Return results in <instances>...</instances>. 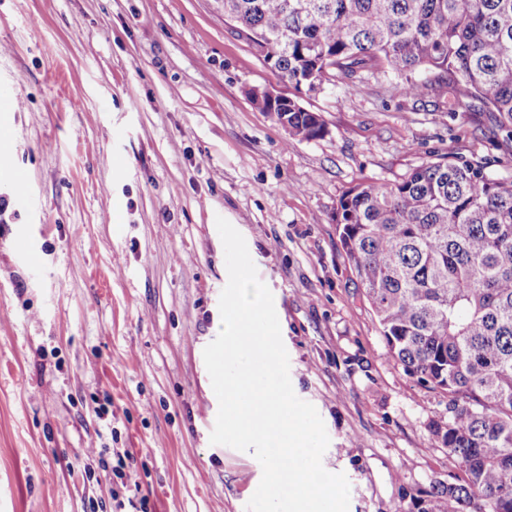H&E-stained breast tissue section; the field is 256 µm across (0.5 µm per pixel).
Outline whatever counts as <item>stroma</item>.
<instances>
[{
    "instance_id": "35a3bbf8",
    "label": "stroma",
    "mask_w": 512,
    "mask_h": 512,
    "mask_svg": "<svg viewBox=\"0 0 512 512\" xmlns=\"http://www.w3.org/2000/svg\"><path fill=\"white\" fill-rule=\"evenodd\" d=\"M0 84V512H246L260 463L210 442L220 217L273 294L349 512L459 475L428 430L448 400L393 360L336 209L427 162L512 180L492 113L403 96L380 70L297 91L222 0H0ZM265 86L326 135L289 139L247 95Z\"/></svg>"
}]
</instances>
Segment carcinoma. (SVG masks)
I'll list each match as a JSON object with an SVG mask.
<instances>
[{"mask_svg": "<svg viewBox=\"0 0 512 512\" xmlns=\"http://www.w3.org/2000/svg\"><path fill=\"white\" fill-rule=\"evenodd\" d=\"M224 19L298 89L386 69L405 96L480 103L512 143V0H224ZM250 98L291 139L327 134L292 98ZM337 224L394 360L448 397L428 427L462 475L405 512H512V181L429 162L358 184Z\"/></svg>", "mask_w": 512, "mask_h": 512, "instance_id": "cac0c4a2", "label": "carcinoma"}]
</instances>
